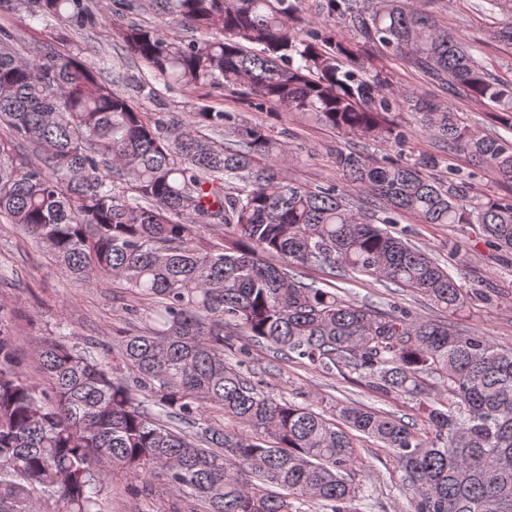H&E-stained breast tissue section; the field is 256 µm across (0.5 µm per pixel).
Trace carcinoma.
<instances>
[{
	"label": "carcinoma",
	"instance_id": "cac0c4a2",
	"mask_svg": "<svg viewBox=\"0 0 512 512\" xmlns=\"http://www.w3.org/2000/svg\"><path fill=\"white\" fill-rule=\"evenodd\" d=\"M300 0H160L162 28H120L127 52L164 84L219 89L254 109L299 112L341 134L399 145L394 113L512 184V142L450 107L390 91L348 41L297 28ZM318 13L407 59L460 98L489 104L512 131V84L408 0H317ZM46 24L95 23L93 0H0ZM210 32L208 37L196 33ZM512 46V24L487 29ZM81 61L49 45L23 51L0 28V220L24 228L81 288L117 285L139 325L112 361L61 340L39 345L50 380L21 370L0 324V512H103L112 480L152 495L160 480L191 512H359L349 480L353 432L392 450L409 512H512V349L396 306L359 304L296 273L367 275L456 311L462 286L388 225L469 224L512 253V197H477L462 175L336 150L340 185L288 178L271 130L204 109L183 122L147 116ZM37 154L29 159L22 146ZM367 196L377 219L354 202ZM221 227V237L206 231ZM246 341L237 347L234 339ZM265 346L379 394L412 401L429 431L365 406L328 419L278 399L230 355ZM224 413L241 432L204 418Z\"/></svg>",
	"mask_w": 512,
	"mask_h": 512
}]
</instances>
